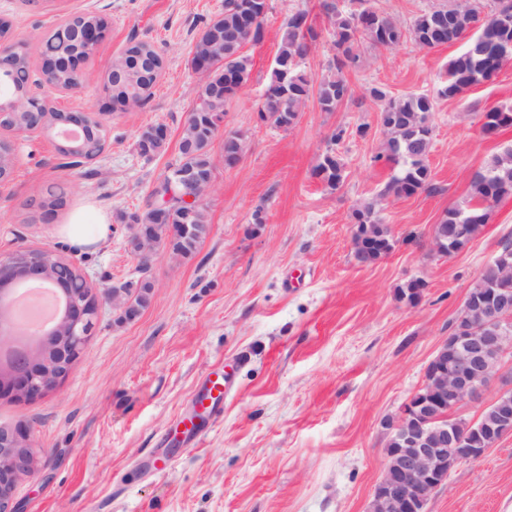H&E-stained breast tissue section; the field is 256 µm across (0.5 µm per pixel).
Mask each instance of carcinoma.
I'll return each instance as SVG.
<instances>
[{"label":"carcinoma","mask_w":512,"mask_h":512,"mask_svg":"<svg viewBox=\"0 0 512 512\" xmlns=\"http://www.w3.org/2000/svg\"><path fill=\"white\" fill-rule=\"evenodd\" d=\"M331 20V48L334 51L329 74L314 81L300 68L312 46L319 39V33L309 22V15L303 10L289 14L282 23V35L275 62L288 68V73L273 71L266 90L260 100L258 111L271 118L270 125L287 129L294 125L311 96H316L322 111L333 112L351 97V87L343 69L353 67L359 60L358 45L362 38L373 44L390 48L410 38L422 48L433 49L460 38L461 31L470 20L482 19L476 37L466 41L465 50L448 62L446 84L438 90L441 97L453 98L471 87L491 79L503 66L498 54L499 41L503 32L495 24V14L481 17V0H470L463 9H429L414 20L405 30L389 17L370 12L367 15L350 9H340L333 2L323 4ZM241 11L237 0H224V12L212 19L195 45L194 52L201 51L202 42L217 31L222 37L221 52L212 54L208 62L212 81L224 85V96L213 98L206 103L210 112H222L235 97L238 90L248 82L252 71V59L244 51L247 42L257 43L264 36L263 22L266 14L255 13L254 34L240 29ZM107 27L105 19L97 14H82L72 17L66 23L40 41V55L43 70L49 74L52 87L73 89L75 84L64 65L65 59L81 53L79 31L87 26ZM30 76L29 57L19 54L12 70L0 78V88L16 92L25 87ZM371 96L379 102L382 123L387 136L385 153L394 164L393 173L386 183L382 195L396 198L410 197L418 192L433 189L428 156L432 145V129L419 125V119L432 115L434 99L428 95H405L393 97L384 90L374 87ZM487 122L482 130L492 132L500 127L512 125V110L493 109L487 112ZM0 127L22 132L28 128L25 116L5 112L0 116ZM219 130L212 128L204 117L190 124L179 143L178 158L196 176H206L214 170L212 145ZM104 130L99 123L92 122L84 137L77 144L59 148L64 154H75L92 159L103 149ZM245 145L243 135L229 132L224 136V157L227 159ZM345 164L334 151L322 154L314 167V175L326 186L335 190L343 183ZM66 188L60 183L46 187L41 209L57 212L65 205ZM512 196V149H506L494 156L490 163L476 171L471 179L470 199L462 206L448 210L437 224L438 235L445 243H452L461 250L476 237L489 218V203L499 204ZM182 208H160L153 204L140 214L133 215V223L149 230L155 242L161 247H170L181 256L196 252L210 230L208 206L198 202L192 207L190 231L178 236L169 235L170 227L180 223ZM359 224H366L371 230L370 250L362 255L355 254L360 263H372L388 256L395 241L389 227L380 217L378 203L368 202L354 212ZM36 254L47 258L56 268L59 281L64 289L88 294L90 292L79 270L53 251L38 250ZM140 276L126 282L132 289L133 301L125 314L132 316L147 306L153 288L148 269L139 267ZM502 277V270L492 264L486 266L469 294L482 295L484 288Z\"/></svg>","instance_id":"1"}]
</instances>
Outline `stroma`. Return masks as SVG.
<instances>
[{"label":"stroma","instance_id":"35a3bbf8","mask_svg":"<svg viewBox=\"0 0 512 512\" xmlns=\"http://www.w3.org/2000/svg\"><path fill=\"white\" fill-rule=\"evenodd\" d=\"M321 4L270 0L263 40L247 45L251 77L224 114L225 131L241 133L246 148L235 167L216 168L210 233L196 254L157 251L149 307L121 322L102 305L80 357L53 391L31 401L0 397V426L28 427L43 452L38 473L18 485L19 512H368L388 422L421 385L467 292L512 239L509 198L454 256H439L430 244L434 225L469 199L474 172L512 148V125L487 135L480 122L484 112L512 109V62L448 99L437 91L463 42L424 50L409 39L392 48L365 39L357 66L345 72L352 95L344 105L325 112L312 100L289 128L260 123L288 14L307 11L320 34L302 70L315 79L327 74L330 22ZM223 9L224 0H0L11 38L26 43L33 89L55 108L89 113L107 131L100 155L66 168L53 131L0 128L16 157L0 181V256L55 251L96 292L132 280L138 260L127 249L125 223L146 207L178 154L201 86L193 48ZM82 13L105 16L106 36L76 89L48 87L39 42ZM133 40L157 47L164 67L146 101L126 109L109 102L104 79ZM374 87L395 97L434 95L436 189L381 199L396 245L363 265L354 257L352 216L380 199L391 174ZM155 124L166 126L167 148L141 155L138 133ZM339 129L343 139L332 142ZM331 148L345 164L335 190L313 174ZM58 182L67 186L66 208L33 220L42 191ZM87 203L107 213L112 232L74 252L57 228L70 208ZM259 208L264 222L256 227ZM415 278L426 288L409 305L397 291ZM217 368L230 381L224 408L207 418L197 445H186L178 422L192 414L191 393ZM173 452L174 468L158 470V459ZM425 512H512V436L454 467Z\"/></svg>","mask_w":512,"mask_h":512}]
</instances>
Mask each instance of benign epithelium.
Wrapping results in <instances>:
<instances>
[{
	"label": "benign epithelium",
	"mask_w": 512,
	"mask_h": 512,
	"mask_svg": "<svg viewBox=\"0 0 512 512\" xmlns=\"http://www.w3.org/2000/svg\"><path fill=\"white\" fill-rule=\"evenodd\" d=\"M105 36V31L88 28L81 34L85 54L74 57L67 67L80 79V64L92 54ZM125 58L134 63L120 77L124 95L115 102L128 106L131 96H145L152 84L137 85L136 77L158 78L160 69L146 74L141 68L145 51L135 43L128 46ZM43 101L24 94L10 101V109L26 112L36 129L44 119L40 112ZM61 131H77L88 126L83 112L60 111ZM214 176L191 178L171 166L161 178L168 188L176 187L183 206L194 200L205 201L213 187ZM57 284L49 267L39 258H27L19 266L16 254L0 256V284L18 278ZM460 313L478 314L481 332L470 327L448 332L426 367L420 387L403 403L394 421L393 436L384 448V470L394 469L399 477H383L376 487L370 512H421L433 492L448 480V456L462 464L481 458L503 437L512 435V390L503 388L494 397L498 404L496 420L485 424L470 422L453 415L460 405L476 402L482 392L499 378L505 356L512 352V280L501 279L479 297H467ZM96 318L86 304L70 300L63 319L56 322L53 341L39 350H28L16 361L11 373L0 380V394L15 400H30L53 390L66 370L81 354ZM29 430L24 426L0 428V512H17L16 486L40 468L31 449ZM478 447H472V444Z\"/></svg>",
	"instance_id": "1"
}]
</instances>
